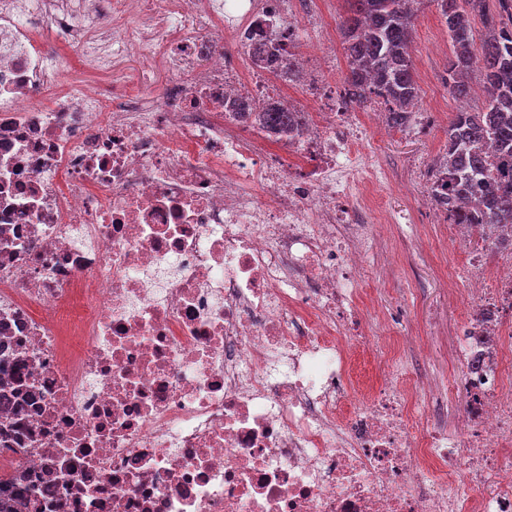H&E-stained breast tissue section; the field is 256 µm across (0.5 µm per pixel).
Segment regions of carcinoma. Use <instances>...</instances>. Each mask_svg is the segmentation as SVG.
Listing matches in <instances>:
<instances>
[{
  "instance_id": "1",
  "label": "carcinoma",
  "mask_w": 512,
  "mask_h": 512,
  "mask_svg": "<svg viewBox=\"0 0 512 512\" xmlns=\"http://www.w3.org/2000/svg\"><path fill=\"white\" fill-rule=\"evenodd\" d=\"M350 16L341 25L348 75L344 95L361 103L371 96L387 107L388 123L404 126L418 102L410 53L415 12L411 0H345ZM444 19L452 43L448 86L468 96V73L475 64L487 98L476 111L461 110L448 123V150L431 186L433 198L448 203L452 224L512 228V0H429ZM487 31L481 55L473 50L471 20ZM32 495L30 486L0 491V512Z\"/></svg>"
}]
</instances>
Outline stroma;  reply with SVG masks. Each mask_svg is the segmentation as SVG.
<instances>
[{"label": "stroma", "instance_id": "obj_1", "mask_svg": "<svg viewBox=\"0 0 512 512\" xmlns=\"http://www.w3.org/2000/svg\"><path fill=\"white\" fill-rule=\"evenodd\" d=\"M445 31L435 5L428 0L420 5L411 45L419 109L406 129L387 135L375 129L367 132L358 151L357 177L375 170L384 172L379 197L386 211L400 218L388 242L395 255L393 272L372 275L360 286L379 309L415 336L414 349L402 361L409 374L460 380L465 364L447 356L445 340L458 335L463 320L439 283L461 273L479 246L473 242L450 244L434 212L421 210L418 205L430 191L432 169L448 148L446 118L460 107L448 89L447 57L429 50Z\"/></svg>", "mask_w": 512, "mask_h": 512}]
</instances>
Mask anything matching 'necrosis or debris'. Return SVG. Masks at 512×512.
<instances>
[{"instance_id": "necrosis-or-debris-1", "label": "necrosis or debris", "mask_w": 512, "mask_h": 512, "mask_svg": "<svg viewBox=\"0 0 512 512\" xmlns=\"http://www.w3.org/2000/svg\"><path fill=\"white\" fill-rule=\"evenodd\" d=\"M0 0V362L33 399L0 479L33 512H512V247L472 258L463 383L408 380L358 286L390 222L352 151L386 108L330 95L298 0ZM284 53L239 69L265 25ZM108 81L70 66L42 27ZM172 80L154 94L132 57ZM300 88L276 100L274 88ZM301 127L271 134L275 103ZM376 365L356 382L351 352ZM463 397L470 428H439Z\"/></svg>"}]
</instances>
